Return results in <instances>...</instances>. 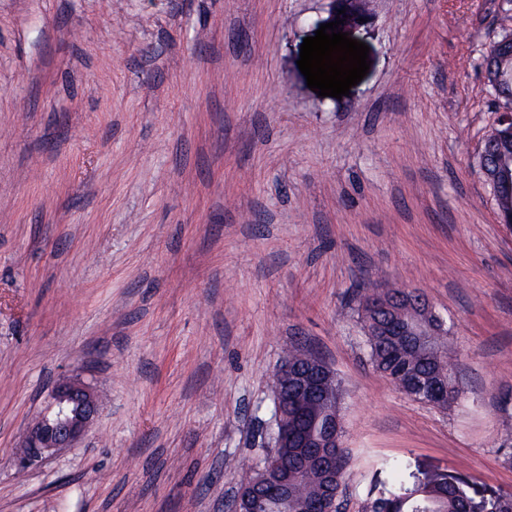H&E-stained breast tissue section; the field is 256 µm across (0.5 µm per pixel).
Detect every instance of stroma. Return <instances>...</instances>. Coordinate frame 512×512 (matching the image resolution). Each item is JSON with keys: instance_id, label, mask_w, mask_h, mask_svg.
I'll use <instances>...</instances> for the list:
<instances>
[{"instance_id": "35a3bbf8", "label": "stroma", "mask_w": 512, "mask_h": 512, "mask_svg": "<svg viewBox=\"0 0 512 512\" xmlns=\"http://www.w3.org/2000/svg\"><path fill=\"white\" fill-rule=\"evenodd\" d=\"M336 0H0V512H225L272 447L287 346L342 381V512L512 492V229L477 166L512 0H370V69L310 90ZM425 295L465 385L372 366L359 289ZM86 436L18 470L59 376ZM485 86L501 97V87L512 85V36L508 35L494 42L483 61ZM491 72V73H489ZM510 72V78L507 77ZM450 477L448 483L425 485L410 496L386 498L387 512H473V499L463 483Z\"/></svg>"}]
</instances>
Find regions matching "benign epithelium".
Here are the masks:
<instances>
[{"label":"benign epithelium","mask_w":512,"mask_h":512,"mask_svg":"<svg viewBox=\"0 0 512 512\" xmlns=\"http://www.w3.org/2000/svg\"><path fill=\"white\" fill-rule=\"evenodd\" d=\"M512 36L493 43L483 61L485 86L495 95L512 85ZM480 172L493 178L497 200L512 197V154L493 152L485 139L479 153ZM372 316L361 320L366 336H412L422 342L427 336L447 335L446 322L421 294L385 290L371 296ZM335 371L318 355L304 352L286 360L275 374L274 398L279 403L274 423L276 448H336L342 433L336 422ZM98 396L87 383L63 380L49 394L46 410L28 427L16 460L27 468L63 448H70L86 434L96 414ZM254 496L269 502L272 512H288V469L277 470L269 488L251 483Z\"/></svg>","instance_id":"7a95c632"}]
</instances>
